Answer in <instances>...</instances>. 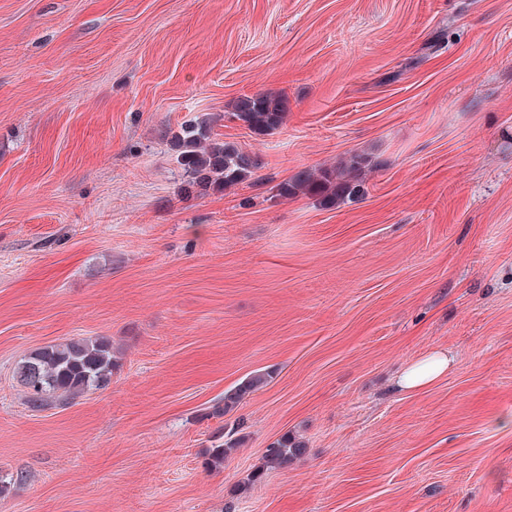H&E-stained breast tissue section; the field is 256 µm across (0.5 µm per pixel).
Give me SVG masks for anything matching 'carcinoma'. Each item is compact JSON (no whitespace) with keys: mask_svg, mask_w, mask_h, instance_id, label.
<instances>
[{"mask_svg":"<svg viewBox=\"0 0 512 512\" xmlns=\"http://www.w3.org/2000/svg\"><path fill=\"white\" fill-rule=\"evenodd\" d=\"M288 111L283 96H255L241 99L230 117L247 126L274 131L280 128ZM180 155L184 165L202 187L222 186L230 189L248 180L255 169L254 159L234 147L211 138L207 126L190 124L182 129ZM344 168H316L302 181L284 183L278 188L279 196L294 197L304 192H319L333 196L353 197L360 192L359 181L345 176ZM112 344L105 338L78 339L52 344L32 352L18 366L17 377L27 389L28 404L41 408L48 400L69 401L90 390L100 389L112 378L114 369ZM269 375L255 374L238 387L224 393V405L214 408L220 416L240 403L244 396L268 382ZM238 442L227 440L211 451V465L224 464L228 451ZM305 444L283 438L265 450L264 458L270 468H283L300 458Z\"/></svg>","mask_w":512,"mask_h":512,"instance_id":"carcinoma-1","label":"carcinoma"}]
</instances>
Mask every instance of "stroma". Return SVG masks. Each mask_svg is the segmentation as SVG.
Listing matches in <instances>:
<instances>
[{
    "label": "stroma",
    "mask_w": 512,
    "mask_h": 512,
    "mask_svg": "<svg viewBox=\"0 0 512 512\" xmlns=\"http://www.w3.org/2000/svg\"><path fill=\"white\" fill-rule=\"evenodd\" d=\"M256 95L277 131L227 120ZM195 122L251 178L193 186ZM354 155L362 196L278 195ZM99 337L109 384L32 410L20 361ZM0 478V512H512V0H0ZM287 111V99L283 96L246 97L237 103L230 118L242 121L253 129L274 131L283 125ZM453 363L447 351H434L412 362L398 376L399 390H414L429 386L443 377ZM268 378L269 374H255L238 387L226 391L224 393V406L215 407L213 411L214 415L220 416L230 411L235 405L240 403L246 394L265 386L268 382ZM305 451V444L302 441L288 439V437L273 443L266 448L264 458L266 465L270 468H283L294 460L300 458Z\"/></svg>",
    "instance_id": "1"
}]
</instances>
